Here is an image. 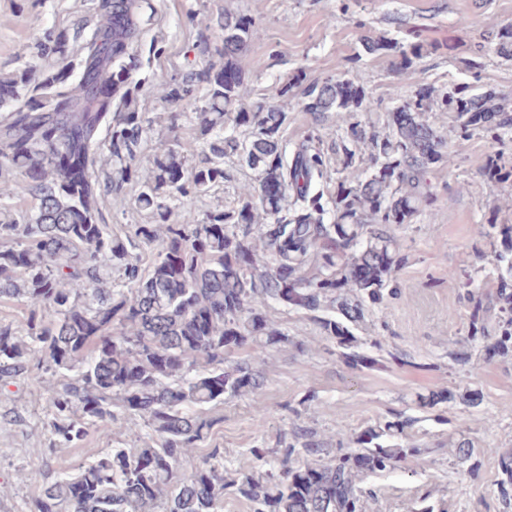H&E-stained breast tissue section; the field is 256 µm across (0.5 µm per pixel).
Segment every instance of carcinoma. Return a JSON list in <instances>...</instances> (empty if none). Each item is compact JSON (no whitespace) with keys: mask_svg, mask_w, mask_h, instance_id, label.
I'll use <instances>...</instances> for the list:
<instances>
[{"mask_svg":"<svg viewBox=\"0 0 512 512\" xmlns=\"http://www.w3.org/2000/svg\"><path fill=\"white\" fill-rule=\"evenodd\" d=\"M143 9L144 0H96L87 33H50L35 61L0 70V301L29 309L22 330L0 321V378L45 385L49 427L65 445L84 441L91 427L110 436L120 413L150 430L141 447L108 448L74 473L23 472L40 488L31 512H224L229 488L251 512H366L373 492L363 479L414 458L403 448L370 447L403 431L399 422L365 429L355 448L338 443L329 463L319 460L312 433L296 429L275 448L250 449L264 471L228 475L219 448L188 474L180 464L224 421L212 410L256 394L269 350L288 342L269 302L310 313L348 367L378 364L355 351L347 326L322 313L355 323L366 303L393 293L403 255L392 225L410 222L428 202L425 176L448 157L425 113L449 112L462 132L481 127L500 141L512 133V115L468 84L442 95L420 88L392 110L380 137L350 121L374 108L361 79H326L304 110L316 120L336 113L355 141L371 146L373 168L340 180L328 210L312 193L321 156L301 149L290 158L284 149L287 113L268 100L235 109L246 73L233 56L260 37L255 21L226 12L220 40L201 48L198 68L134 80L125 60L141 39ZM359 41L368 54L392 55L407 82L432 52L415 33L401 43ZM147 80L168 105L192 104L203 84L208 94L195 107L191 141L180 136L186 113H167L169 135L144 172L139 160L161 120L136 107ZM230 154L259 179L237 207L198 214L195 199L224 182ZM103 158L111 172L101 183L95 169ZM132 185L147 222L123 239L105 223L101 203ZM137 241L156 246L146 271L132 252ZM495 260L501 278L512 279V240ZM114 269L132 287H112ZM503 312L500 334L481 337L486 355L512 348V301ZM241 349L249 359L237 362ZM33 364L60 384L31 375Z\"/></svg>","mask_w":512,"mask_h":512,"instance_id":"carcinoma-1","label":"carcinoma"}]
</instances>
